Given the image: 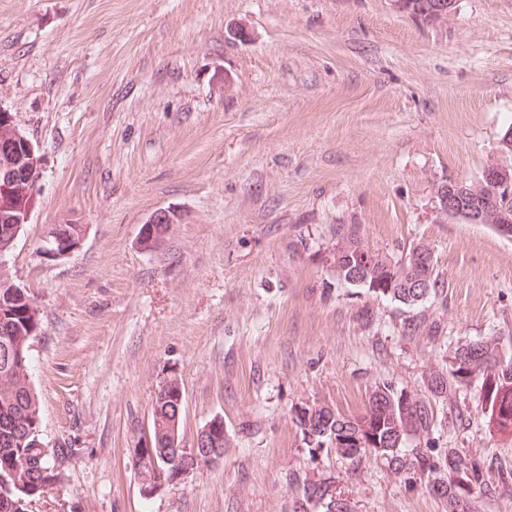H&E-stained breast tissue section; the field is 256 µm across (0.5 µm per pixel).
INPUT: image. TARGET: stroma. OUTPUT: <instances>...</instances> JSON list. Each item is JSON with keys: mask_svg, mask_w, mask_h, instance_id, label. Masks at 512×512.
<instances>
[{"mask_svg": "<svg viewBox=\"0 0 512 512\" xmlns=\"http://www.w3.org/2000/svg\"><path fill=\"white\" fill-rule=\"evenodd\" d=\"M0 110L40 157L8 256L39 310L40 434L75 450L35 512H292L321 475L355 512H448L386 460L311 458L292 411H359L381 380L420 394L442 363L398 303L337 282V225L394 260L431 247L446 343L512 336V241L436 197L481 181L512 126V0H454L433 25L399 0H0ZM161 209L176 220L144 250ZM66 222L81 244L51 256ZM170 376L184 443L219 416L226 448L146 498L129 451ZM465 403L437 447L512 464ZM175 216L170 211H159L153 215V217L146 223L143 224L140 231V245L145 250H154L160 248L165 240V236L158 235L156 233V227H167L169 228L174 224Z\"/></svg>", "mask_w": 512, "mask_h": 512, "instance_id": "1", "label": "stroma"}]
</instances>
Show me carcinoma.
<instances>
[{"mask_svg": "<svg viewBox=\"0 0 512 512\" xmlns=\"http://www.w3.org/2000/svg\"><path fill=\"white\" fill-rule=\"evenodd\" d=\"M438 0H406L403 9L425 23L432 17ZM333 265L336 279L344 284L360 279L361 288L414 310L402 319L399 332L417 336L427 332L433 340L442 335L441 325L428 321L417 304L425 298L441 296L443 281L436 270L413 261L429 253L418 244L407 252V260L393 261L366 246L361 225H336ZM429 275L425 288L411 286L419 275ZM39 328V310L29 293L17 287L9 270L0 275V512H27L26 504L41 500L65 478L60 461L71 448L45 447L39 437L40 402L30 382V342ZM478 382L479 404L487 410L491 430L512 436V354L503 340L489 336L475 342L457 344L449 351L445 365L424 376L427 395L397 388L388 381L376 384L363 410L346 415L325 404H314L309 416L296 425L303 436L315 438V447H328L351 466L371 455L384 458L394 474L411 483L419 480L437 496L448 501V512H470L476 494H494L512 487V468L502 466L496 454L469 458L456 448H439L433 434L437 408L448 406L451 420L462 421L457 397ZM181 383L172 378L159 387L152 400L151 425L156 459H147L143 469H168L163 455L169 447L177 415ZM425 439L424 447L405 452L414 439ZM320 503L319 512H353L336 480L328 477L299 486L293 512H313L311 503Z\"/></svg>", "mask_w": 512, "mask_h": 512, "instance_id": "cac0c4a2", "label": "carcinoma"}]
</instances>
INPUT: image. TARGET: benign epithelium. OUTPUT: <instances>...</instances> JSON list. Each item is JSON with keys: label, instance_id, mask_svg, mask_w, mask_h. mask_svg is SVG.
<instances>
[{"label": "benign epithelium", "instance_id": "7a95c632", "mask_svg": "<svg viewBox=\"0 0 512 512\" xmlns=\"http://www.w3.org/2000/svg\"><path fill=\"white\" fill-rule=\"evenodd\" d=\"M13 155L10 145L6 144L0 150V187L13 177ZM486 179L478 184L467 186L461 181H444L437 186V197L448 201V216L462 218L474 224H509L512 218L502 207L501 198L512 197V165L494 162L486 168ZM175 216L169 211H159L141 227L140 245L145 250L160 248L165 237L156 233L158 227H169L174 224ZM53 246L46 252L65 256L71 254L80 245L79 238L62 224L56 228L53 235ZM170 455L185 459L193 464L207 463L215 465L224 457V449L213 448L209 444L206 432L197 433L192 445L184 444L177 437L173 447L168 449ZM191 472L189 468L164 471L154 469L152 476L139 474L141 494L145 497L153 495L161 487L186 477Z\"/></svg>", "mask_w": 512, "mask_h": 512}]
</instances>
